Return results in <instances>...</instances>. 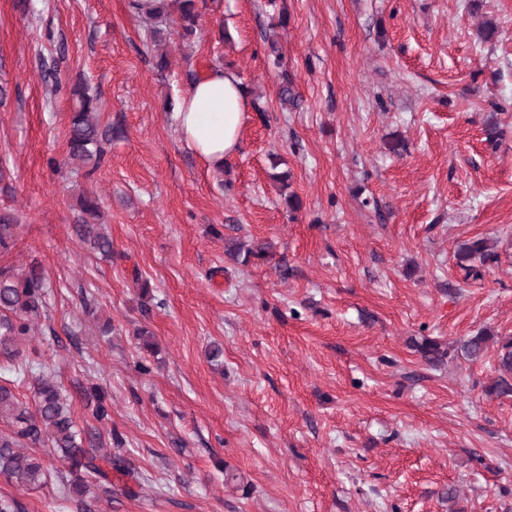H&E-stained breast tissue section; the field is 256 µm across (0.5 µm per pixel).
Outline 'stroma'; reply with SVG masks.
I'll return each instance as SVG.
<instances>
[{
    "mask_svg": "<svg viewBox=\"0 0 512 512\" xmlns=\"http://www.w3.org/2000/svg\"><path fill=\"white\" fill-rule=\"evenodd\" d=\"M199 10L161 71L127 0H0V215L19 222L0 267L38 260L47 292L21 359L78 428L95 425L80 387L106 391L146 478H113L93 512H512L495 349L432 366L412 346L512 335V0ZM219 63L254 110L217 172L164 103ZM81 81L113 133L90 176L68 158ZM88 192L108 259L75 233ZM233 238L272 254L234 263ZM473 238L498 255L477 279L455 257ZM1 496L77 512L53 477Z\"/></svg>",
    "mask_w": 512,
    "mask_h": 512,
    "instance_id": "35a3bbf8",
    "label": "stroma"
}]
</instances>
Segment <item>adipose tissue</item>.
<instances>
[{"mask_svg": "<svg viewBox=\"0 0 512 512\" xmlns=\"http://www.w3.org/2000/svg\"><path fill=\"white\" fill-rule=\"evenodd\" d=\"M251 108L238 74L215 67L190 85L172 119L182 145L217 169L239 150Z\"/></svg>", "mask_w": 512, "mask_h": 512, "instance_id": "1", "label": "adipose tissue"}]
</instances>
